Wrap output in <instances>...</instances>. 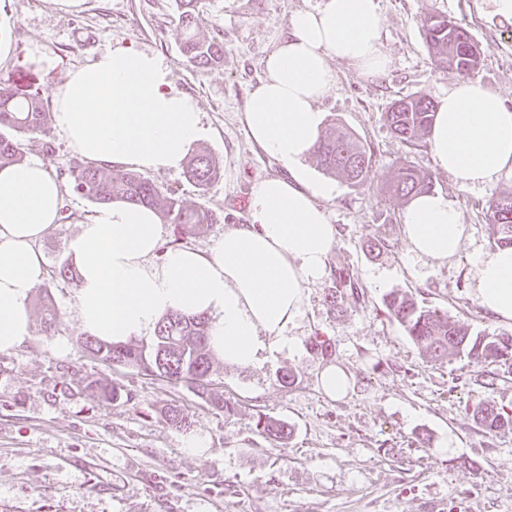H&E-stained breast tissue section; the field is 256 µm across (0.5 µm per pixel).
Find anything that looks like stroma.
Segmentation results:
<instances>
[{
  "label": "stroma",
  "instance_id": "stroma-1",
  "mask_svg": "<svg viewBox=\"0 0 512 512\" xmlns=\"http://www.w3.org/2000/svg\"><path fill=\"white\" fill-rule=\"evenodd\" d=\"M324 0H201L204 32L224 33L223 66L200 71L181 61V35L173 0H0V79L17 80L38 94L46 111L69 71L115 46L157 55L174 85L203 114L198 149L223 167L206 190L182 171H149L184 206L205 205L223 222L203 224L182 243L207 251L226 227L248 220L255 181L282 174L281 165L254 145L243 112L264 76L263 60L292 14ZM382 43L391 59L369 79L344 62H332L336 85L319 103L326 124L352 130L373 153L364 185L306 165L315 179L334 185L327 203L337 242L329 274L310 285L304 317L292 328L296 352L268 355L257 367L213 357V390L233 399L227 416L186 382L172 384L137 368L81 355L84 337L73 307L77 279H61L70 265L66 241L97 208L64 188L56 228L36 245L47 292L29 299L32 338L0 352V512H512V433L484 430L473 405L493 401L512 409V373L461 357L439 365L420 355L403 328L387 315L386 295L413 294L469 325L475 334H507L512 324L489 316L471 297L474 252L493 245L486 220L490 204L512 191L504 179L481 189L458 188L437 168L427 143L410 147L389 129L391 104L406 96L440 101L460 76L431 64L423 37L426 16L442 14L463 25L481 49L473 77L512 105V22L494 16L486 0H379ZM50 149H43V141ZM24 160L41 162L58 180L84 159L57 128L23 138ZM410 165L428 173L433 191L448 196L470 237L461 253L442 264L410 261L402 234L404 202L386 180ZM350 278L358 300L341 308L326 300L340 276ZM54 319L45 324L43 294ZM335 364L350 377L345 397L332 400L319 374ZM289 373L290 386L279 378ZM120 393L113 402L104 387ZM191 418L171 426L167 407ZM287 422L288 439L273 441L255 429L258 416ZM192 436L206 438V454L186 452Z\"/></svg>",
  "mask_w": 512,
  "mask_h": 512
}]
</instances>
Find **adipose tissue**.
<instances>
[{"label": "adipose tissue", "instance_id": "1", "mask_svg": "<svg viewBox=\"0 0 512 512\" xmlns=\"http://www.w3.org/2000/svg\"><path fill=\"white\" fill-rule=\"evenodd\" d=\"M379 0H325L293 14L264 60L244 123L252 141L284 168L257 181L250 221L227 228L208 252H156L164 228L149 207L116 200L69 238L79 273L74 308L86 330L123 344L150 335L166 314L209 318L208 345L225 363L256 367L264 352L293 351L289 333L305 313L311 284L327 274L337 229L326 203L333 188L305 161L324 122L319 101L336 84L331 60L366 78L384 74ZM54 123L88 161L180 170L203 135L197 103L176 89L157 56L116 46L69 73L56 93ZM428 144L436 166L461 188L512 178V107L480 82L459 80L435 112ZM62 186L42 163L0 169V352L32 335L29 298L45 279L36 243L60 217ZM410 257L448 262L468 238L458 208L439 192L414 196L404 212ZM470 293L512 322V248L472 256Z\"/></svg>", "mask_w": 512, "mask_h": 512}]
</instances>
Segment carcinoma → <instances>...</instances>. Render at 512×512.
<instances>
[{"label":"carcinoma","mask_w":512,"mask_h":512,"mask_svg":"<svg viewBox=\"0 0 512 512\" xmlns=\"http://www.w3.org/2000/svg\"><path fill=\"white\" fill-rule=\"evenodd\" d=\"M181 31L183 61L207 70L224 65V34H206L200 30V0H174ZM424 39L432 63L446 69L452 65L463 76L479 65L480 51H472L474 39L462 27L440 15L427 18ZM436 106L425 95L401 98L386 114L394 136L407 145L421 142L431 129ZM50 113L37 96L20 97L10 80H0V168L23 161L21 135H46ZM314 154L323 169L340 174L354 184L367 180L371 171L372 152L351 131L335 127L321 137ZM219 162L201 150L188 161L185 176L200 190L221 176ZM73 189L100 204L124 200L153 208L164 224H173L185 235L197 224H216L224 215L199 205L188 210L174 195L162 190L149 178L133 170L115 169L95 163L71 171ZM430 175L403 167L392 177L391 188L403 200L432 188ZM487 223L496 227L494 243L512 247V192L500 196L488 209ZM388 316L398 322L420 353L434 362L444 363L460 354L475 365L497 363L512 367V336L485 339L472 336L468 327L452 321L448 315L425 309L404 294H391L385 301ZM208 318L171 313L156 325L150 343L144 345L112 344L89 335L79 341V349L97 360L132 366L151 372L171 383L190 382L199 396L211 406L230 415L235 404L213 394L209 388L210 349L207 343ZM472 415L490 432H512V409H498L489 401L476 404ZM167 421L177 428L190 425L189 415L178 406L167 408ZM256 428L273 440L288 436V425L266 417L258 419Z\"/></svg>","instance_id":"obj_1"}]
</instances>
